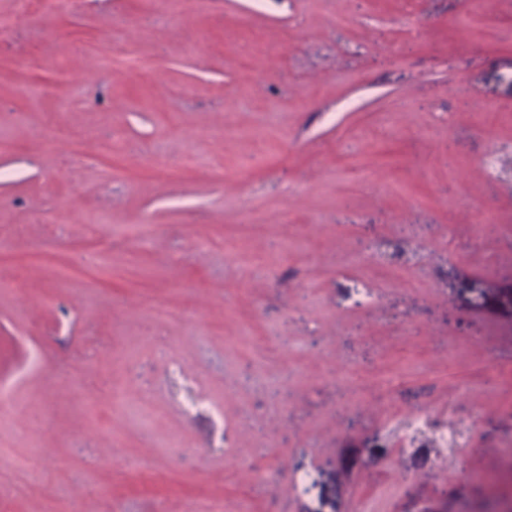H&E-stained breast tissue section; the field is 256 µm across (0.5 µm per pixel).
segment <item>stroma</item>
Returning <instances> with one entry per match:
<instances>
[{
    "mask_svg": "<svg viewBox=\"0 0 512 512\" xmlns=\"http://www.w3.org/2000/svg\"><path fill=\"white\" fill-rule=\"evenodd\" d=\"M22 6L0 32V280L21 281L0 512L512 499V0L0 16ZM90 46L127 57L102 73ZM423 411L455 447L411 443Z\"/></svg>",
    "mask_w": 512,
    "mask_h": 512,
    "instance_id": "obj_1",
    "label": "stroma"
}]
</instances>
